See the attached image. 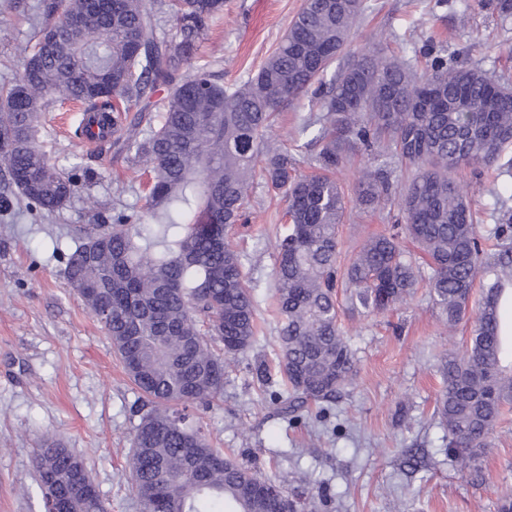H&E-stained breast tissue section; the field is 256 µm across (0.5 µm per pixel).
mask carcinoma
Instances as JSON below:
<instances>
[{
	"mask_svg": "<svg viewBox=\"0 0 512 512\" xmlns=\"http://www.w3.org/2000/svg\"><path fill=\"white\" fill-rule=\"evenodd\" d=\"M71 3L42 0L41 28L20 48L22 71L0 87V160L8 184L39 213L67 204L79 164L51 160L37 143L39 113L52 97L112 115V148L141 161L147 175L138 209L97 211L76 228L65 278L90 292L82 300L104 328L141 393L128 482L142 512H279L258 486L273 477L224 455L194 424L190 410L224 393L230 362L259 333L254 289L238 251L226 241L259 176L287 203L277 246L274 304L285 415L299 422L308 403H331L352 374L353 356L337 322L338 228L345 197L330 173L359 147L379 158L390 149L411 169L399 189L404 231L428 259L430 297L448 328L465 317L475 283L483 285L469 346L442 367L436 415L448 454L462 469L476 462L504 406L512 403V331L501 305L512 297V251L491 259L481 247L476 212L452 173L497 166L512 172V83L429 54L426 72L381 45L357 53L321 78L348 42L365 0H304L257 73L226 86L206 66L189 71L224 0H169L172 33L152 0H115L93 27L66 20ZM160 84L171 86L153 102ZM314 90L323 115L321 172L297 174L308 147L303 124L290 146H273L277 114ZM385 166L358 185L372 206L389 195ZM349 300L385 311L416 286L417 274L396 234L369 237L348 267ZM83 461L60 443L37 449L33 468L42 498L66 512H107L99 490L70 482Z\"/></svg>",
	"mask_w": 512,
	"mask_h": 512,
	"instance_id": "cac0c4a2",
	"label": "carcinoma"
}]
</instances>
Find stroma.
Returning <instances> with one entry per match:
<instances>
[{"instance_id":"1","label":"stroma","mask_w":512,"mask_h":512,"mask_svg":"<svg viewBox=\"0 0 512 512\" xmlns=\"http://www.w3.org/2000/svg\"><path fill=\"white\" fill-rule=\"evenodd\" d=\"M40 0H0V86L15 81L17 50L34 34ZM350 42L336 60L344 66L368 45H383L426 69V47L454 54L459 65L512 80V17L495 0H366ZM303 0H225L223 17L202 41L195 65L223 73L225 84L254 75L277 47ZM70 104H53L42 117L39 144L54 159L80 164L88 176L62 211L31 212L17 192L0 207V512H44L32 459L43 441H59L81 458L109 512H141L128 481L139 393L112 343L81 298L66 284L65 256L74 229L89 223V201L139 207L143 179L105 146L75 136ZM372 162L353 151L333 177L345 193L339 226L340 267H348L365 239L397 232V199L371 209L357 199V183ZM480 213L487 254L498 253L492 230L512 211V175L497 168L473 177L457 172ZM283 201L254 180L245 216L229 233L242 254L257 300L261 328L253 348L228 367L224 394L200 421L212 443L239 461L275 475L286 492L308 472V512H499L512 492V405L505 406L478 471L448 453V431L435 413L444 387L441 365L462 352L478 310L470 308L446 330L419 250L420 280L406 301L383 313L351 308L338 293V322L354 360L350 383L327 420L294 427L269 402L282 390L277 319L272 305L276 241L284 231Z\"/></svg>"}]
</instances>
